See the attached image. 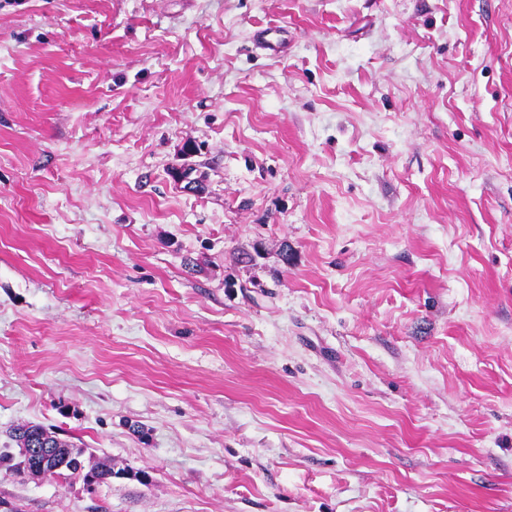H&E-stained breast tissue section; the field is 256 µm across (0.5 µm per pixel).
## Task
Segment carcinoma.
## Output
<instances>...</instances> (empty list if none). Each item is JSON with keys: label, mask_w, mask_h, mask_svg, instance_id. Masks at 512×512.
I'll list each match as a JSON object with an SVG mask.
<instances>
[{"label": "carcinoma", "mask_w": 512, "mask_h": 512, "mask_svg": "<svg viewBox=\"0 0 512 512\" xmlns=\"http://www.w3.org/2000/svg\"><path fill=\"white\" fill-rule=\"evenodd\" d=\"M12 437L17 441V453L0 455V463L8 462V469L18 475L33 476L38 472L39 459L30 452V445L40 438L47 443L48 447L57 451V458L62 464V467L55 472L54 478L67 481L80 477L86 483L100 485L108 482L114 475L112 462L109 460H102L88 469L85 468L82 452L60 439L56 432L42 425H20L12 430Z\"/></svg>", "instance_id": "obj_1"}]
</instances>
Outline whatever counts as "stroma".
Wrapping results in <instances>:
<instances>
[{"label":"stroma","instance_id":"35a3bbf8","mask_svg":"<svg viewBox=\"0 0 512 512\" xmlns=\"http://www.w3.org/2000/svg\"><path fill=\"white\" fill-rule=\"evenodd\" d=\"M27 421L121 473L0 512H512V0H0Z\"/></svg>","mask_w":512,"mask_h":512}]
</instances>
